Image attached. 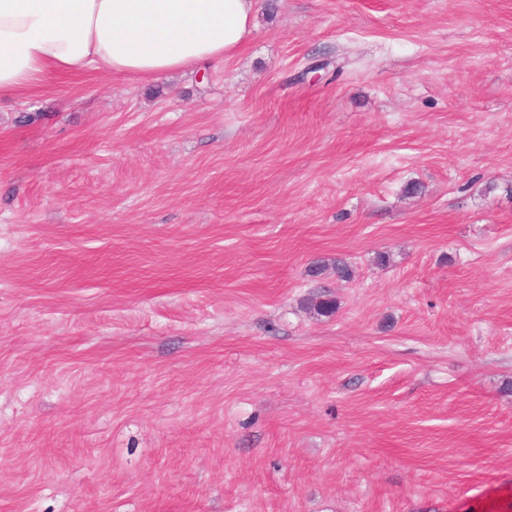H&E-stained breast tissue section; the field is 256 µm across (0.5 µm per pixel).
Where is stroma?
Returning a JSON list of instances; mask_svg holds the SVG:
<instances>
[{
	"instance_id": "obj_1",
	"label": "stroma",
	"mask_w": 512,
	"mask_h": 512,
	"mask_svg": "<svg viewBox=\"0 0 512 512\" xmlns=\"http://www.w3.org/2000/svg\"><path fill=\"white\" fill-rule=\"evenodd\" d=\"M0 512H512V0L1 98Z\"/></svg>"
}]
</instances>
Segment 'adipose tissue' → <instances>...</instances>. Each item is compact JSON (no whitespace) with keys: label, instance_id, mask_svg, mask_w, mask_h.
<instances>
[{"label":"adipose tissue","instance_id":"1","mask_svg":"<svg viewBox=\"0 0 512 512\" xmlns=\"http://www.w3.org/2000/svg\"><path fill=\"white\" fill-rule=\"evenodd\" d=\"M256 0H0V96L51 73L159 79L223 61Z\"/></svg>","mask_w":512,"mask_h":512}]
</instances>
